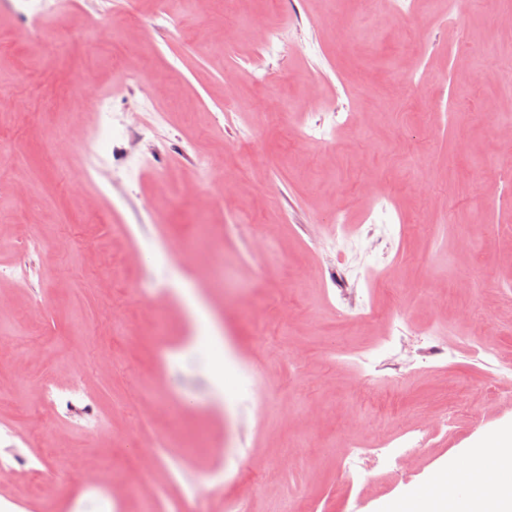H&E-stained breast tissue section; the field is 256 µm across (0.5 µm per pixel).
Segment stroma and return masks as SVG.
Segmentation results:
<instances>
[{"label": "stroma", "instance_id": "obj_1", "mask_svg": "<svg viewBox=\"0 0 512 512\" xmlns=\"http://www.w3.org/2000/svg\"><path fill=\"white\" fill-rule=\"evenodd\" d=\"M402 7L0 9V446L42 458L55 488L43 500L21 475L0 504L95 512L107 490L112 512H177L194 488L197 512L229 498L239 512H382L512 425V396L491 394L469 349L512 364V184L496 177L512 154V116L496 111L512 98V0H474L453 23L448 0ZM256 16L282 28L284 52L259 53ZM257 66L275 81L254 84ZM104 99L140 127L96 135ZM340 215L359 233L317 242ZM183 286L203 289L209 323L172 302ZM361 306L374 315L353 322ZM211 326L238 350L219 409ZM65 381L90 413L45 403ZM443 407L455 415L413 469L345 470L348 439L397 440Z\"/></svg>", "mask_w": 512, "mask_h": 512}]
</instances>
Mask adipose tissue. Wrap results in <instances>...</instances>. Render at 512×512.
Segmentation results:
<instances>
[{
  "label": "adipose tissue",
  "instance_id": "obj_1",
  "mask_svg": "<svg viewBox=\"0 0 512 512\" xmlns=\"http://www.w3.org/2000/svg\"><path fill=\"white\" fill-rule=\"evenodd\" d=\"M467 501H459L460 485ZM386 512H512V428L491 433L462 458L448 460L423 485L388 502Z\"/></svg>",
  "mask_w": 512,
  "mask_h": 512
}]
</instances>
